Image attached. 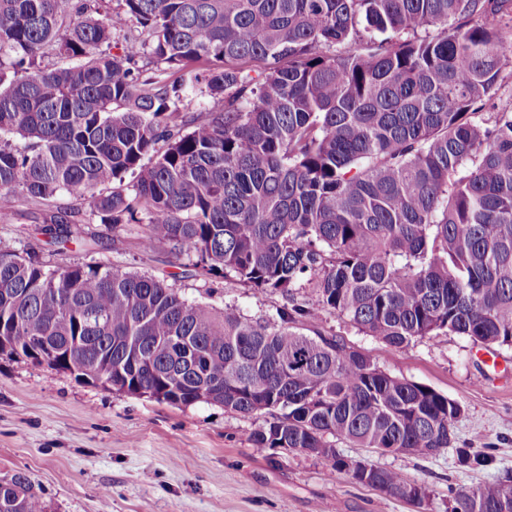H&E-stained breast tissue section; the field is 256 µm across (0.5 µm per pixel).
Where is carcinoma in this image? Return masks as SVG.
<instances>
[{
    "label": "carcinoma",
    "instance_id": "obj_1",
    "mask_svg": "<svg viewBox=\"0 0 512 512\" xmlns=\"http://www.w3.org/2000/svg\"><path fill=\"white\" fill-rule=\"evenodd\" d=\"M100 3L0 0V192L87 199L116 234L144 225L143 249L284 303L248 318L163 278L0 245V355L159 403L203 391L266 415L254 447L304 448L354 480L338 442L449 448L458 402L302 326L328 312L396 349L448 333L512 346V95L484 111L512 64V0ZM129 25L122 54L105 50ZM190 75L206 112L183 102ZM44 223L59 244L76 220ZM457 461L493 463L468 448ZM371 473L382 492L407 485ZM505 501L511 480L455 491L448 512ZM0 512L48 505L15 473Z\"/></svg>",
    "mask_w": 512,
    "mask_h": 512
}]
</instances>
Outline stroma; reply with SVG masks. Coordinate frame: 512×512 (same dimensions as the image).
Segmentation results:
<instances>
[{"mask_svg": "<svg viewBox=\"0 0 512 512\" xmlns=\"http://www.w3.org/2000/svg\"><path fill=\"white\" fill-rule=\"evenodd\" d=\"M77 214L82 242L56 245L32 219ZM142 227L113 241L87 201L60 192L33 207L22 192L0 195V243L34 249L52 267L119 266L167 279L188 300L231 307L247 317L274 313L283 298L238 281L194 276L165 248L143 251ZM371 356L382 369L435 389L464 409L456 444L441 453L379 455L341 444L350 459L400 471L431 497L415 505L353 481L322 461L249 440L261 417L243 419L217 405L172 406L115 393L21 358L0 357V476L23 473L49 512H448L451 490L512 476V347L485 349L461 336L422 338L395 349L325 313L316 322ZM491 449L483 470L457 463L456 449Z\"/></svg>", "mask_w": 512, "mask_h": 512, "instance_id": "35a3bbf8", "label": "stroma"}]
</instances>
